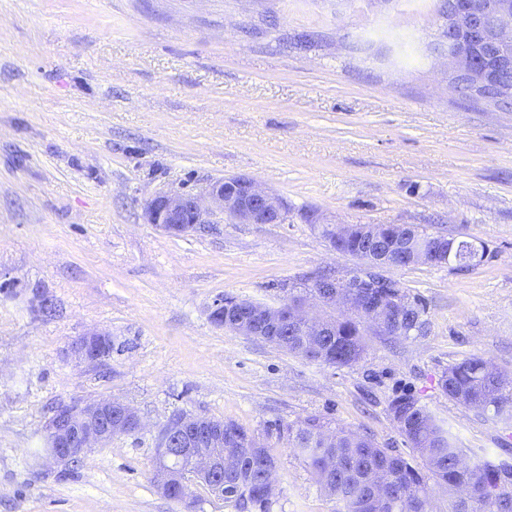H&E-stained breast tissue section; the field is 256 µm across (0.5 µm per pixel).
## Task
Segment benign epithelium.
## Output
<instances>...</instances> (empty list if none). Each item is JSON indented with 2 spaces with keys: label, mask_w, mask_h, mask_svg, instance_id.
I'll return each instance as SVG.
<instances>
[{
  "label": "benign epithelium",
  "mask_w": 512,
  "mask_h": 512,
  "mask_svg": "<svg viewBox=\"0 0 512 512\" xmlns=\"http://www.w3.org/2000/svg\"><path fill=\"white\" fill-rule=\"evenodd\" d=\"M512 33V0H466L462 7L448 0V21L439 26L434 50L448 61V86L458 91L469 87L472 101L501 100L498 89L512 76V59L503 57L494 71L479 70L473 56L478 49L493 51L500 39ZM288 206L279 196L264 190L253 179L236 178L233 186L216 180L199 191L161 193L145 206L146 223L169 234L193 232L213 218L230 224H285ZM305 223L319 224L328 235L331 246L346 235L348 226L333 224L316 213L306 215ZM361 281L350 277L334 280L331 290L315 297L329 313L312 317L304 311L302 302L291 298L277 306L251 302L245 312L236 315L234 298L214 302L209 313L213 324L238 336H261L290 323L305 326L309 336H329L336 325L332 311L341 308L349 315L367 295L358 292ZM109 334L93 330L73 341L71 354L88 365L110 359ZM141 427L137 411L115 399L73 401L63 404L44 426L45 456L60 466H69L84 452L99 448L113 438L133 433ZM239 438L224 427V423L208 417L181 414L177 423L160 432L159 460L153 472L156 489L171 496L193 480L204 481L231 466L238 451ZM171 458H186L188 466L175 469L168 465Z\"/></svg>",
  "instance_id": "1"
}]
</instances>
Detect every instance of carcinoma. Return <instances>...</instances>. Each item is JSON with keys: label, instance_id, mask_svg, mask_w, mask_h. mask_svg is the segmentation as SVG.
I'll return each instance as SVG.
<instances>
[{"label": "carcinoma", "instance_id": "1", "mask_svg": "<svg viewBox=\"0 0 512 512\" xmlns=\"http://www.w3.org/2000/svg\"><path fill=\"white\" fill-rule=\"evenodd\" d=\"M444 249L435 252L434 238L415 224L402 229L396 224L381 225L378 244L393 253L405 250L416 259H401L395 267L418 263L439 265L446 261L457 268H468L486 254V246H477L452 235H442ZM367 235L360 224L350 225L345 238L336 242V250L368 260ZM365 275L377 284L364 288L370 300L363 303L353 318L336 319L330 336H305L298 329H288L278 336L262 340L303 359L337 367L356 363L365 349L361 324L375 313L384 318L382 332L391 337H407L424 327L423 305L411 300L381 274L367 271ZM489 362L469 357L446 369L438 385L455 403L498 420H512V379L488 370ZM388 410L401 435L412 450L408 458L389 448L379 446L370 436L343 428L332 431L327 443L318 441L324 423L309 417L286 425L288 445L302 457L321 489L342 505L340 512H428L427 480L454 490L457 483L468 481L475 491L465 501H455L453 512H512V469L499 467L485 459H474L455 441L444 425L418 399L407 392L395 394ZM243 443L237 467L215 476L209 489L228 500L226 487L235 486L239 494L232 499L251 512H270L272 499L266 496V466L274 462L267 446L254 448L253 434L233 422ZM469 465L461 466L462 460ZM379 471V480L390 495V504H377L374 492L364 481L368 469Z\"/></svg>", "mask_w": 512, "mask_h": 512}]
</instances>
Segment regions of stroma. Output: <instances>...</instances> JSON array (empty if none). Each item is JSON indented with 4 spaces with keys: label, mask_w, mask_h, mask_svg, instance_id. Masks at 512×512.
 I'll use <instances>...</instances> for the list:
<instances>
[{
    "label": "stroma",
    "mask_w": 512,
    "mask_h": 512,
    "mask_svg": "<svg viewBox=\"0 0 512 512\" xmlns=\"http://www.w3.org/2000/svg\"><path fill=\"white\" fill-rule=\"evenodd\" d=\"M437 24L434 0H0V512H182L152 481L179 413L268 446L271 512H337L278 426L317 416L406 455L387 410L402 389L459 447L512 465V421L437 385L471 356L512 376V112L449 89ZM233 176L280 196L289 222L145 223L159 193ZM307 212L417 224L487 255L386 270L424 330L363 326L346 367L211 323L218 298L277 305L364 269ZM91 330L112 337L106 366L68 352ZM110 398L138 431L76 467L40 456L51 406Z\"/></svg>",
    "instance_id": "1"
}]
</instances>
